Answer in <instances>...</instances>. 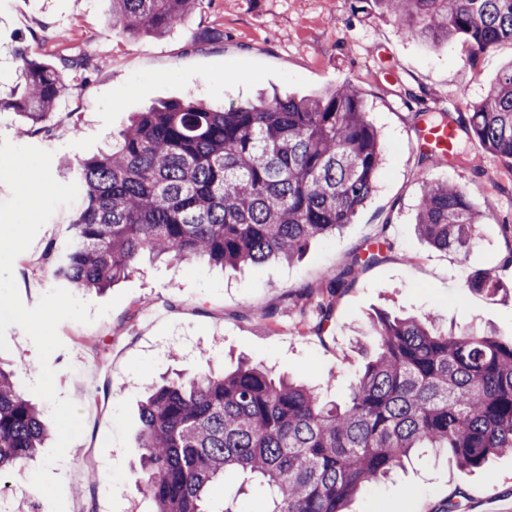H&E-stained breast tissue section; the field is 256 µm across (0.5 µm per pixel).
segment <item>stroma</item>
<instances>
[{
	"instance_id": "stroma-1",
	"label": "stroma",
	"mask_w": 512,
	"mask_h": 512,
	"mask_svg": "<svg viewBox=\"0 0 512 512\" xmlns=\"http://www.w3.org/2000/svg\"><path fill=\"white\" fill-rule=\"evenodd\" d=\"M26 45L51 65L85 61L73 70V89L48 132L20 135L18 116L0 113V137L51 151L52 175L64 184L67 161L107 151L132 113L162 102L230 105L262 93L315 95L347 82L363 91L385 157L352 223L312 240L292 263L222 271L204 260L168 263L146 255L112 288L81 293L90 307H114L89 324L61 322L63 347L49 359L60 397L90 408L81 436L51 469L63 481L65 512H152L133 476L140 402L164 373L230 371L245 357L323 387L325 400L340 403L375 345L371 323L380 314L430 316L443 329L489 326L512 336V266L503 264L512 253V168L465 137L453 164L422 165L416 134L418 113L468 112L512 62V42L475 60L464 40L428 46L365 0H204L167 33L139 37L113 25L112 0H0V97L19 92L15 51ZM424 177L460 185L481 211L469 253L436 250L417 234ZM71 213L59 208L14 261L26 306L56 286L51 257ZM376 237L387 238L391 252L336 295L331 322L315 332L328 273ZM479 271L499 275L506 292L489 298L467 289ZM6 338L10 349L0 362L27 388L40 371L36 347L16 326ZM38 466L30 461L0 479L21 512H51L30 483ZM106 486L108 499L101 496ZM448 498L465 512L512 508V454L492 457L481 469L458 467L447 456L413 460L391 479L364 487L350 509L436 512Z\"/></svg>"
}]
</instances>
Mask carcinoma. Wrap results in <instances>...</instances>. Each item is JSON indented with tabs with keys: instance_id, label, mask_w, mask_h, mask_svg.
<instances>
[{
	"instance_id": "cac0c4a2",
	"label": "carcinoma",
	"mask_w": 512,
	"mask_h": 512,
	"mask_svg": "<svg viewBox=\"0 0 512 512\" xmlns=\"http://www.w3.org/2000/svg\"><path fill=\"white\" fill-rule=\"evenodd\" d=\"M200 2L112 0L113 23L160 35ZM371 3L430 45L462 36L477 55L512 42V0ZM19 58L24 91L0 100V112L17 114L30 135L44 132L71 89L73 62L48 65L30 47ZM439 124L512 163V65L471 112ZM382 161L380 136L352 85L220 108L166 102L136 114L110 151L78 162L84 204L53 275L84 292L126 278L146 252L221 267L290 261L352 222ZM479 218L463 188L421 177L415 228L432 247L466 252ZM388 247L357 252L328 275L315 328L330 321L331 297ZM467 288L492 298L503 283L481 272ZM373 330L374 351L342 405L248 363L167 380L140 407L136 492L154 512H241L233 501L213 503L233 470L241 485L262 490L265 512H347L361 488L414 457L446 453L474 469L512 451V336L442 331L427 317L389 314ZM48 435L37 406L0 366V477L33 459Z\"/></svg>"
}]
</instances>
